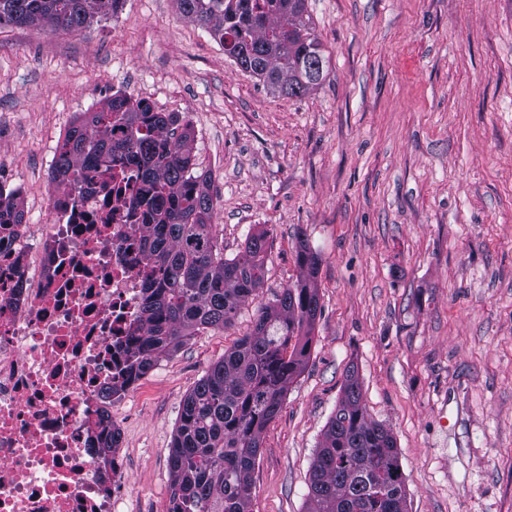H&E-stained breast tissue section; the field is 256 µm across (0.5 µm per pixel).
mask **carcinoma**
<instances>
[{
  "mask_svg": "<svg viewBox=\"0 0 512 512\" xmlns=\"http://www.w3.org/2000/svg\"><path fill=\"white\" fill-rule=\"evenodd\" d=\"M122 0H0L3 25H47L78 31L117 11ZM305 0H178L180 10L210 31L237 65H249L268 88L301 97L319 84L322 47L304 19ZM193 135L171 112L115 96L84 112L67 132L52 178L78 174L116 157L141 169L148 248L158 267L145 309L146 335L127 366L134 383L188 336L231 325L263 287L267 234L224 257L211 224L209 176L194 173ZM21 223L19 202L0 201V224ZM304 275L259 308L252 330L224 352L183 400L169 456V512H252L254 471L262 434L281 408L288 385L309 358L320 309L319 257L299 241ZM308 512H409L396 439L363 404L355 367L347 370L308 474Z\"/></svg>",
  "mask_w": 512,
  "mask_h": 512,
  "instance_id": "carcinoma-1",
  "label": "carcinoma"
}]
</instances>
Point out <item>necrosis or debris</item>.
I'll return each mask as SVG.
<instances>
[{"mask_svg":"<svg viewBox=\"0 0 512 512\" xmlns=\"http://www.w3.org/2000/svg\"><path fill=\"white\" fill-rule=\"evenodd\" d=\"M127 161L83 169L38 224L0 225V512H133L112 410L153 263Z\"/></svg>","mask_w":512,"mask_h":512,"instance_id":"1","label":"necrosis or debris"}]
</instances>
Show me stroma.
<instances>
[{"mask_svg": "<svg viewBox=\"0 0 512 512\" xmlns=\"http://www.w3.org/2000/svg\"><path fill=\"white\" fill-rule=\"evenodd\" d=\"M326 65L271 93L180 11L122 0L77 32L0 28V182L53 189L59 145L115 88L194 132L225 257L269 233L263 288L115 408L136 512H167L185 396L321 258L302 373L262 435L253 512H307V473L357 366L410 512H512V0H305Z\"/></svg>", "mask_w": 512, "mask_h": 512, "instance_id": "35a3bbf8", "label": "stroma"}]
</instances>
